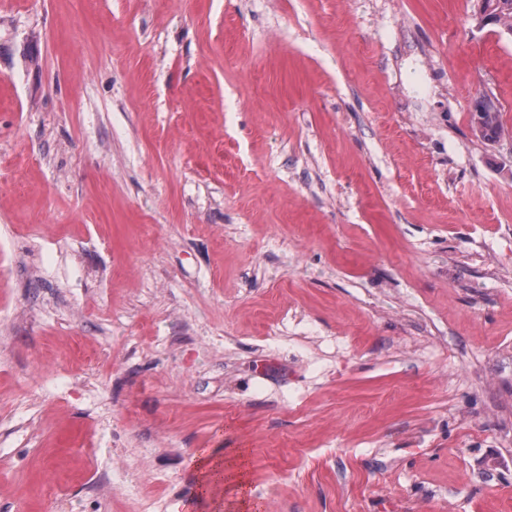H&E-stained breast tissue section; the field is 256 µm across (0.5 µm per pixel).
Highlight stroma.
Wrapping results in <instances>:
<instances>
[{
	"label": "stroma",
	"instance_id": "stroma-1",
	"mask_svg": "<svg viewBox=\"0 0 512 512\" xmlns=\"http://www.w3.org/2000/svg\"><path fill=\"white\" fill-rule=\"evenodd\" d=\"M471 14L0 0V512H512V37ZM474 128L488 143L497 142L503 134L501 112L488 97L481 96L475 103ZM191 467L197 473L200 487L204 492L214 491L224 484V460L207 449L194 455Z\"/></svg>",
	"mask_w": 512,
	"mask_h": 512
}]
</instances>
